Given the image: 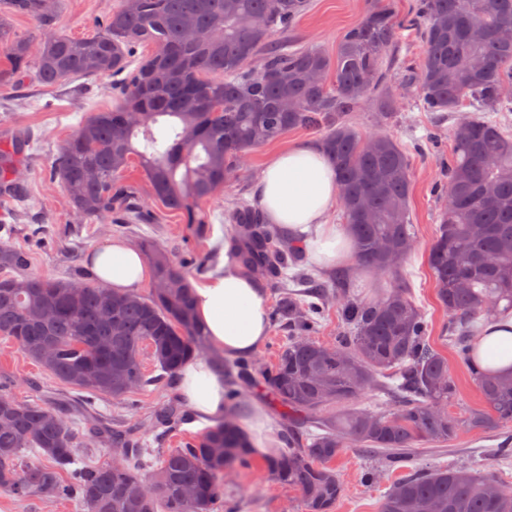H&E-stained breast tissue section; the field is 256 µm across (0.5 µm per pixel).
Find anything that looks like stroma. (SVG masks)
<instances>
[{"label":"stroma","mask_w":512,"mask_h":512,"mask_svg":"<svg viewBox=\"0 0 512 512\" xmlns=\"http://www.w3.org/2000/svg\"><path fill=\"white\" fill-rule=\"evenodd\" d=\"M415 3L416 0H390L395 20L400 24L398 42L392 51L391 116L382 118L379 106L368 102L352 112L350 120L359 134H388L412 148L410 211L416 249L408 259L406 272L415 302L428 324V342L447 357L449 373L458 388L456 399L448 405L449 415L461 421L456 437L443 447L423 445L416 450L412 463L421 468L465 467L491 472L503 486L512 489V423L490 433L466 423L467 414L482 408L484 401L466 365L448 345V314L437 300L427 262L439 225L440 203L434 188L441 180L440 158L450 151L455 125L472 115L473 109L464 105L455 112L423 111L418 83L406 82V71L419 69L424 55V44L415 28L406 24ZM119 4L120 0H63L57 29L78 38L92 35L98 22ZM368 7V0H309L289 42L335 54L344 32L362 18ZM111 84V78L102 77L77 78L52 88L35 82L20 88L0 86V132L19 130L31 137L22 172L27 196L20 202L0 200V238L9 239L13 246L26 252L28 264L23 272L27 275L46 279L84 277L89 271L87 255L91 249L111 239H123L138 248L148 243L170 250L183 265L190 282L199 284L217 267L212 257V238L216 225L224 221L225 210L238 200H252L254 185L272 154L295 144L320 141L321 136L313 131L291 130L277 141L250 151L239 176L199 203L203 228L185 223L179 213L154 203L149 183L135 163L124 172L123 181L137 189L141 203L149 211L147 220L124 229L108 222L91 224L80 220L68 205L59 181L49 179L48 172L60 145L75 127L91 112L111 108ZM429 132L435 135L430 143L424 140ZM287 338L285 326H270L266 340L250 357L258 375L244 390L237 406L242 416L254 406L263 407L274 419L280 436L285 433L287 421L264 387L259 372L275 361ZM141 362L151 383L131 403L124 404L109 396L70 388L32 361L15 342L0 336V380L10 382L11 394L19 402L69 408L73 420L82 427L91 413L99 414L119 429L142 423L141 439L153 449L181 448L197 440L202 431L190 419L164 437H156L148 425L150 418L160 408L179 404L180 396L175 383L160 379L150 349H142ZM333 466L344 483L335 512H379L384 494L401 475L400 468L385 457L359 447L343 449ZM369 471L375 472V482H365L364 475ZM224 506L227 512H302L297 493L276 481L266 457L259 455L253 456L248 466L225 471Z\"/></svg>","instance_id":"stroma-1"}]
</instances>
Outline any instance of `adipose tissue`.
<instances>
[{
  "mask_svg": "<svg viewBox=\"0 0 512 512\" xmlns=\"http://www.w3.org/2000/svg\"><path fill=\"white\" fill-rule=\"evenodd\" d=\"M338 196L336 170L319 147L299 144L273 154L256 186V200L269 224L304 234L310 258L324 267L353 257L345 225L330 223L328 212ZM221 263L195 290V312L209 343L230 358L258 350L269 331V298L265 288L242 275L230 256L223 232ZM97 281L106 288L130 292L149 270L128 241L112 239L88 256ZM482 366L512 367V319L489 325L480 338ZM178 388L186 408L201 422L225 411V378L207 358L187 361L179 371Z\"/></svg>",
  "mask_w": 512,
  "mask_h": 512,
  "instance_id": "obj_1",
  "label": "adipose tissue"
}]
</instances>
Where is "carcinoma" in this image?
Masks as SVG:
<instances>
[{
	"instance_id": "carcinoma-1",
	"label": "carcinoma",
	"mask_w": 512,
	"mask_h": 512,
	"mask_svg": "<svg viewBox=\"0 0 512 512\" xmlns=\"http://www.w3.org/2000/svg\"><path fill=\"white\" fill-rule=\"evenodd\" d=\"M62 0H6L0 12V85L20 87L30 76L46 85L109 76L121 103L94 112L64 141L53 176L69 205L91 223L117 204L123 220H145L121 180L134 161L153 199L199 224L197 203L237 172L252 149L294 129L323 132L336 168L339 202L355 243V260L390 276L375 298L349 292L341 272L325 284L302 264L301 237L285 236L263 212L241 200L225 214L233 225L239 270L283 288L273 320L294 334L263 373L288 413V451L269 461L272 475L297 492L305 512H334L343 482L330 463L351 445L379 452L391 464L410 462L414 449L452 441L459 422L448 416L455 384L448 360L426 340L428 324L405 282L404 264L415 239L410 219L411 164L389 135L360 136L349 115L369 98L391 108L388 53L398 32L389 0H375L345 32L331 57L318 47L293 49L275 41L291 32L308 0H127L87 38L55 32ZM26 15L40 37L13 35L9 16ZM410 25L424 43L420 99L427 112L474 108L452 134L446 175L435 188L442 200L428 265L448 330L479 389L483 408L471 427L492 432L512 422V373L477 364L478 325L512 313V132L488 112H512V0H419ZM477 28L481 35L471 36ZM145 53L136 62L132 48ZM27 135L0 136V195L24 192L18 175ZM393 245L381 251L383 242ZM149 295L110 292L82 279L0 278V335L15 341L66 385L123 400L149 385L140 353L151 348L158 368L173 379L187 359L208 352L194 313V288L163 248L149 246ZM27 255L0 243V269L20 270ZM309 289L298 298L288 284ZM349 336L323 344L310 338L331 298ZM112 300V319L101 306ZM56 309L51 320L45 306ZM53 353L42 354L46 342ZM226 400L252 381L241 361ZM393 394L395 408L375 410L364 398ZM0 488L18 500H76L86 512H224L221 478L249 464L250 441L228 407L202 437L161 454L146 448L136 429L103 421L75 430L53 407L25 404L0 382ZM321 416L323 433L308 426ZM182 419L169 405L154 426ZM105 446L116 458L80 464L81 441ZM39 455L33 459L27 452ZM380 512H512V490L470 469L404 468L384 495Z\"/></svg>"
}]
</instances>
